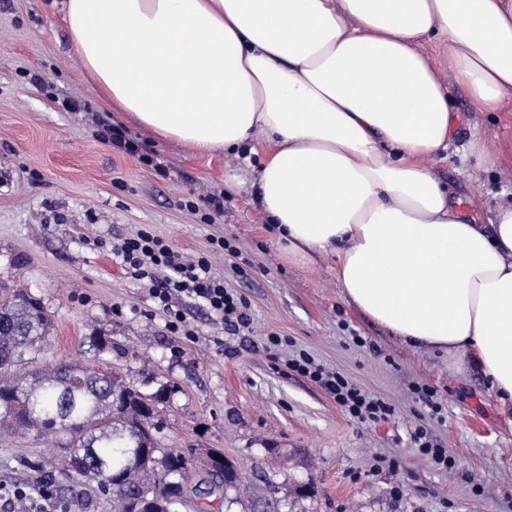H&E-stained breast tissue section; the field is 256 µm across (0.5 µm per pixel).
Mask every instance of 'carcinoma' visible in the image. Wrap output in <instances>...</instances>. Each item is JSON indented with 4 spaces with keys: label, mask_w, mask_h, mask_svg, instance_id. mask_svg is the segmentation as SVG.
Masks as SVG:
<instances>
[{
    "label": "carcinoma",
    "mask_w": 512,
    "mask_h": 512,
    "mask_svg": "<svg viewBox=\"0 0 512 512\" xmlns=\"http://www.w3.org/2000/svg\"><path fill=\"white\" fill-rule=\"evenodd\" d=\"M51 318L19 290L0 293V436L50 438L67 474L112 501L118 512H183L196 449L163 444L159 405L168 387L143 394L133 383L112 386L81 362L44 361ZM210 492L244 482L234 467L207 472Z\"/></svg>",
    "instance_id": "carcinoma-1"
}]
</instances>
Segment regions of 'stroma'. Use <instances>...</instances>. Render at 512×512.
Returning <instances> with one entry per match:
<instances>
[{"label":"stroma","instance_id":"1","mask_svg":"<svg viewBox=\"0 0 512 512\" xmlns=\"http://www.w3.org/2000/svg\"><path fill=\"white\" fill-rule=\"evenodd\" d=\"M461 121L441 181L466 214L493 221L512 198V100L475 111L450 89ZM125 130L153 165L100 136V120ZM478 131L497 169L470 151ZM262 141L200 155L156 138L94 95L74 58L61 0H0V286L27 291L52 319L55 361L93 362L145 394L167 384L168 443L213 448L247 474L243 491L203 495L202 512H512V404L502 405L477 365L403 343L350 304L325 258L281 256L256 204ZM224 197L214 223L185 207L192 195ZM149 229L174 249L207 252L241 297L248 328L233 332L201 303L175 298L191 335L171 332L150 294L112 256L113 244ZM228 238L234 252L216 241ZM282 337L267 349L268 334ZM363 346H355L353 336ZM105 351L92 346L95 338ZM307 354L367 395L388 402L387 420L361 424L318 383L285 362ZM433 390L441 413L416 390ZM423 429L454 469L416 448ZM58 469L44 441L0 439V483L33 485L34 464Z\"/></svg>","mask_w":512,"mask_h":512}]
</instances>
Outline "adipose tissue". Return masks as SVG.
<instances>
[{"mask_svg":"<svg viewBox=\"0 0 512 512\" xmlns=\"http://www.w3.org/2000/svg\"><path fill=\"white\" fill-rule=\"evenodd\" d=\"M92 91L199 154L263 136L257 203L292 263L331 256L348 302L484 371L512 402V199L462 219L432 163L457 115L512 97V0H64ZM439 37L437 71L421 44Z\"/></svg>","mask_w":512,"mask_h":512,"instance_id":"adipose-tissue-1","label":"adipose tissue"}]
</instances>
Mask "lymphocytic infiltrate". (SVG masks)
Returning a JSON list of instances; mask_svg holds the SVG:
<instances>
[{
	"label": "lymphocytic infiltrate",
	"mask_w": 512,
	"mask_h": 512,
	"mask_svg": "<svg viewBox=\"0 0 512 512\" xmlns=\"http://www.w3.org/2000/svg\"><path fill=\"white\" fill-rule=\"evenodd\" d=\"M112 255L133 278L150 281L151 294L166 313L172 331L187 329L183 313L171 304L178 296L202 302L211 317L227 329L237 331L249 327L245 302L225 287L223 276L214 271L208 254L186 257L151 231L142 229L113 245ZM286 366L326 388L359 421L375 422L392 413L386 402L363 393L340 374L325 371L308 356L288 360Z\"/></svg>",
	"instance_id": "1"
}]
</instances>
